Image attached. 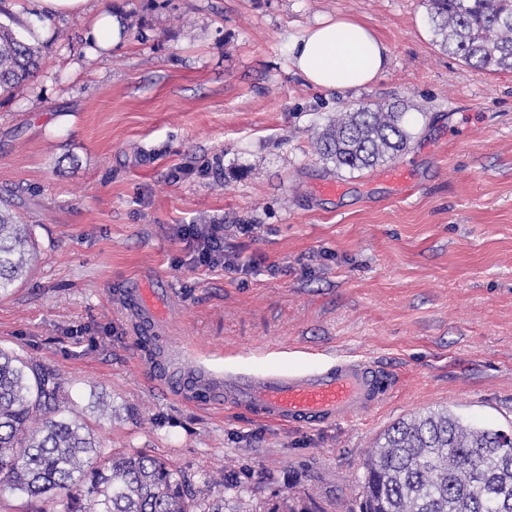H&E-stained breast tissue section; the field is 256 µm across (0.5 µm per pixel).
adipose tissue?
<instances>
[{
	"mask_svg": "<svg viewBox=\"0 0 512 512\" xmlns=\"http://www.w3.org/2000/svg\"><path fill=\"white\" fill-rule=\"evenodd\" d=\"M45 19L88 14V0H32ZM88 42L106 48L121 39L119 12L108 8L88 14ZM289 61L311 86L356 89L376 80L388 63V49L367 26L348 18H325L292 39Z\"/></svg>",
	"mask_w": 512,
	"mask_h": 512,
	"instance_id": "adipose-tissue-1",
	"label": "adipose tissue"
}]
</instances>
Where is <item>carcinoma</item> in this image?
<instances>
[{
	"instance_id": "1",
	"label": "carcinoma",
	"mask_w": 512,
	"mask_h": 512,
	"mask_svg": "<svg viewBox=\"0 0 512 512\" xmlns=\"http://www.w3.org/2000/svg\"><path fill=\"white\" fill-rule=\"evenodd\" d=\"M441 46L478 68L512 70V0H427ZM42 48L0 22V94L40 71ZM412 138L406 108L370 104L329 119L316 141L336 170L373 168ZM29 225L0 214V293L26 272ZM62 492L66 512H190L185 476L146 454L100 458L62 409L60 383L0 349V496ZM360 512H512V432L449 409L399 420L364 462Z\"/></svg>"
}]
</instances>
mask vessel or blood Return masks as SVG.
Returning <instances> with one entry per match:
<instances>
[{
    "instance_id": "obj_1",
    "label": "vessel or blood",
    "mask_w": 512,
    "mask_h": 512,
    "mask_svg": "<svg viewBox=\"0 0 512 512\" xmlns=\"http://www.w3.org/2000/svg\"><path fill=\"white\" fill-rule=\"evenodd\" d=\"M130 314L136 335H148L149 328L167 316L163 300L139 289L131 294ZM155 367L164 372L167 387L208 404L246 411L263 419L293 425L320 426L350 419L377 405L395 384L394 377L374 362L339 359L300 374L256 376L238 372L223 381L206 380L196 365L173 370V349L168 337L148 336Z\"/></svg>"
}]
</instances>
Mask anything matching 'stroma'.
I'll return each mask as SVG.
<instances>
[{"instance_id":"obj_1","label":"stroma","mask_w":512,"mask_h":512,"mask_svg":"<svg viewBox=\"0 0 512 512\" xmlns=\"http://www.w3.org/2000/svg\"><path fill=\"white\" fill-rule=\"evenodd\" d=\"M131 14L110 49L53 21L41 70L0 96V208L28 224L25 279L0 293V349L61 385L104 455L146 453L200 512H359L363 462L394 422L451 408L512 430V70L449 54L425 0H89ZM388 49L371 85L326 90L288 61L325 17ZM401 101L413 137L349 174L320 159L328 119ZM338 181V196L320 186ZM182 224H220L237 273L194 266ZM167 298L166 333L215 373L303 370L330 352L399 384L318 427L198 405L158 386L125 293Z\"/></svg>"}]
</instances>
